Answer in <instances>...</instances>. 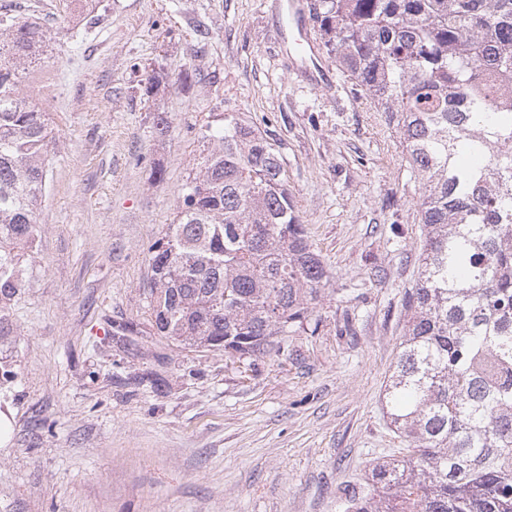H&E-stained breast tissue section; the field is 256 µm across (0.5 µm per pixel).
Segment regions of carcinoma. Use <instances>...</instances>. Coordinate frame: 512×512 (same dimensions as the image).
<instances>
[{"label": "carcinoma", "instance_id": "cac0c4a2", "mask_svg": "<svg viewBox=\"0 0 512 512\" xmlns=\"http://www.w3.org/2000/svg\"><path fill=\"white\" fill-rule=\"evenodd\" d=\"M336 63L392 119L415 175L422 264L385 404L409 443L383 489L344 488L340 512H512V0H317ZM51 31L0 19V334L25 286L44 197L46 113L18 94ZM174 223L149 248L155 335L247 359L303 325L328 281L274 144L235 115Z\"/></svg>", "mask_w": 512, "mask_h": 512}]
</instances>
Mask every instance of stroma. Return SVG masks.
Instances as JSON below:
<instances>
[{"mask_svg":"<svg viewBox=\"0 0 512 512\" xmlns=\"http://www.w3.org/2000/svg\"><path fill=\"white\" fill-rule=\"evenodd\" d=\"M279 2L95 0L92 25L79 0H0L56 35L18 87L53 140L0 337V512H339L340 489L398 458L382 397L418 276L421 185L335 54L331 88L297 69ZM228 113L274 143L330 275L307 321L249 365L149 326V248L198 170L201 127ZM125 322L139 335H113ZM149 371L162 392L141 384Z\"/></svg>","mask_w":512,"mask_h":512,"instance_id":"stroma-1","label":"stroma"}]
</instances>
